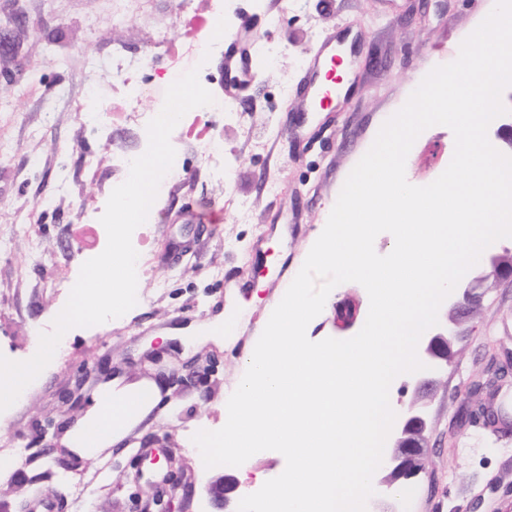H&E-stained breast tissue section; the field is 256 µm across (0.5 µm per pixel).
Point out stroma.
Wrapping results in <instances>:
<instances>
[{"label": "stroma", "mask_w": 512, "mask_h": 512, "mask_svg": "<svg viewBox=\"0 0 512 512\" xmlns=\"http://www.w3.org/2000/svg\"><path fill=\"white\" fill-rule=\"evenodd\" d=\"M491 0H223L228 29L204 65L201 84L224 94L225 50L253 26L268 53L238 93V112L216 129L223 137L224 173L197 164L196 132L206 116L189 113L170 141L179 161L155 223L139 226L134 248L151 258L140 273L136 306L123 320L70 329L68 339L29 394L0 422V449L17 466L0 480V512H23L33 498H56L61 512H213L212 480L236 475L211 469L188 454L193 435L224 425V398L233 387L267 306L285 288L310 239L325 224L342 186L367 152L383 119L400 109L434 67L454 61L461 42L482 22ZM177 0H0V354L27 360L35 332H48L82 264L107 244L99 209L124 173L123 157L143 153L145 128L100 119L86 123L73 105L93 101L123 111L128 102L154 109L164 97L153 75L167 59L176 30ZM354 33L350 91L329 112H313L300 79L305 63L331 35ZM147 67L128 88L114 86L115 45ZM454 136L426 129L405 165L407 180L424 186L451 162ZM96 163L87 177L85 158ZM512 254V238L484 250L462 286L486 277L494 257ZM481 307L451 325L448 305L438 330L454 328L463 350L450 363L431 364L438 386L415 398L416 375L402 376L390 398L399 414L416 407L428 423L426 469L409 495L377 487L370 512H512V429L496 430L482 410L490 398L512 399V281H488ZM369 310L364 287H335L306 335L355 336ZM237 329L223 346L185 348L156 332L215 317ZM187 376L168 386L152 413L113 446L107 460L66 454L67 425L93 398L106 374L136 382L157 370ZM84 386H77L79 377ZM166 448L172 471L142 472L141 449Z\"/></svg>", "instance_id": "35a3bbf8"}]
</instances>
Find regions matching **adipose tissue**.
<instances>
[{
    "label": "adipose tissue",
    "instance_id": "obj_1",
    "mask_svg": "<svg viewBox=\"0 0 512 512\" xmlns=\"http://www.w3.org/2000/svg\"><path fill=\"white\" fill-rule=\"evenodd\" d=\"M160 399L158 385L150 381L123 387L103 384L91 406L68 430L64 438L68 452L84 459L99 458L104 450L120 443Z\"/></svg>",
    "mask_w": 512,
    "mask_h": 512
}]
</instances>
